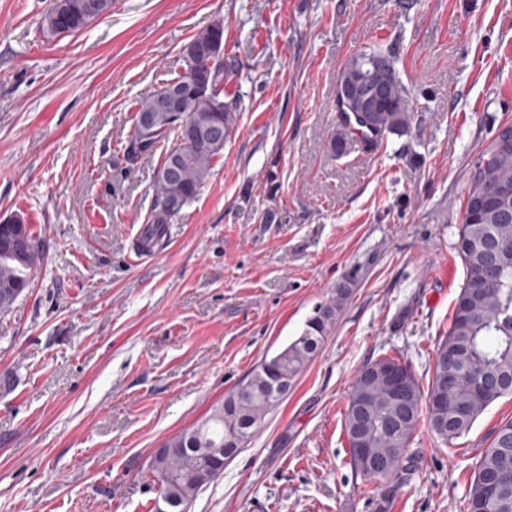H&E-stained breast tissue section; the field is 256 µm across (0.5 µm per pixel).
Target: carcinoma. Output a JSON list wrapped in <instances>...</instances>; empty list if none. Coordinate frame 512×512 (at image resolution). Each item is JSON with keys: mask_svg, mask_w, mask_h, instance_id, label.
I'll list each match as a JSON object with an SVG mask.
<instances>
[{"mask_svg": "<svg viewBox=\"0 0 512 512\" xmlns=\"http://www.w3.org/2000/svg\"><path fill=\"white\" fill-rule=\"evenodd\" d=\"M112 0H51L39 30L53 39L78 34L106 16ZM224 52V20L194 34L183 50L187 71L137 102L124 158L134 161L165 147L156 169L155 200L139 239L150 252L164 237L165 225L193 201L211 175L214 161L235 128L239 100L229 87L238 72L232 62L207 66L215 52ZM336 87L347 92L336 100L338 124L331 146L340 155L354 142H379L387 135H407L415 108L400 79L394 55L382 50L352 54L340 69ZM180 90L182 110L160 112V93ZM150 118L146 129L141 121ZM509 190L512 196V145L492 142L475 164L465 195L456 249L466 279L448 332L437 348L431 379L422 388L409 367L392 357L365 364L359 371L344 415V432L355 471L372 483L369 491L377 512H388L394 493L415 471L410 445L420 421L445 445L469 432L496 400L512 396V214L488 204L478 221L468 220L473 207L489 194ZM43 259L29 225L0 223V314L10 311L30 284V271ZM351 295V283L336 286L292 342L263 359L215 405L199 424L171 438L168 453L153 456L150 470L159 492L184 509L198 492L220 476L214 449L233 440L241 447L259 431L285 394L269 387L277 373L295 384L329 335ZM405 380L397 393L386 370ZM512 464V420L500 424L476 463L464 501L467 512H512V477L486 492V478L509 472Z\"/></svg>", "mask_w": 512, "mask_h": 512, "instance_id": "carcinoma-1", "label": "carcinoma"}]
</instances>
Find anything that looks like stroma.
Instances as JSON below:
<instances>
[{
  "label": "stroma",
  "instance_id": "1",
  "mask_svg": "<svg viewBox=\"0 0 512 512\" xmlns=\"http://www.w3.org/2000/svg\"><path fill=\"white\" fill-rule=\"evenodd\" d=\"M50 2L0 0V221L23 216L44 252L0 314V512H156L157 448L347 280L325 343L189 512H375L349 393L389 355L429 383L465 283V191L512 123V0H113L48 40ZM219 18L240 68L235 130L162 245L131 263L161 160L123 156L136 104ZM367 47L395 55L419 125L339 156L336 80ZM509 419L505 396L452 446L420 426L419 470L389 512H466Z\"/></svg>",
  "mask_w": 512,
  "mask_h": 512
}]
</instances>
